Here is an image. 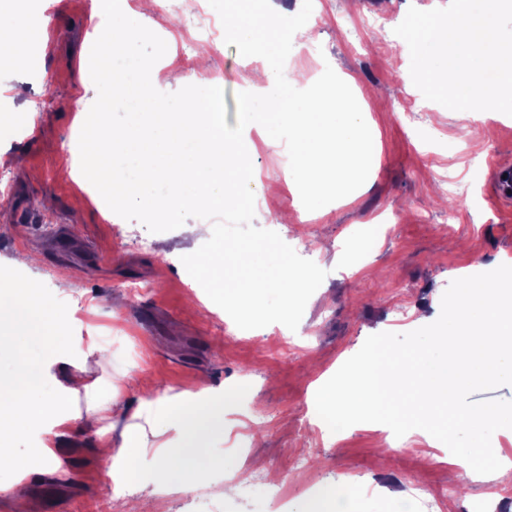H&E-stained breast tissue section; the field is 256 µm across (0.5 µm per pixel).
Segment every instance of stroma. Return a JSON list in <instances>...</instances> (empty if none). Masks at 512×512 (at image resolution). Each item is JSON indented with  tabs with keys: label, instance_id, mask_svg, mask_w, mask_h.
<instances>
[{
	"label": "stroma",
	"instance_id": "stroma-1",
	"mask_svg": "<svg viewBox=\"0 0 512 512\" xmlns=\"http://www.w3.org/2000/svg\"><path fill=\"white\" fill-rule=\"evenodd\" d=\"M138 20L167 44L158 61L157 90L173 93L201 77H217L224 89L226 122L237 124L248 58L224 40L192 38L184 25L195 0H129ZM448 0H318L310 38L293 59L310 74L329 62L350 76L374 138V169L353 198L326 206L308 224H293L300 202L288 176L286 147L255 146L251 183L255 226L276 230L293 224L302 249L327 276L309 299L292 337L294 350L267 345L275 325L243 330L218 306H204L201 290L179 261L198 240L184 228L149 233L125 220L84 181L65 150L78 135L75 99L97 98L83 59L103 30L91 16V0H0V36L19 18L51 16L48 30L29 31L25 68L0 74V180L9 194L0 205V284L33 280L53 294L61 321L53 338L25 341L0 355V370L17 358L47 364L58 345L78 354L88 337L108 346L112 358H88L84 367L101 379L102 396H116L112 431L120 443L142 398L162 393L197 394L227 387L237 394L224 415V434L213 440L211 459L251 454L252 471L236 494L172 485L156 489L153 447L177 440V427L155 417L149 448L129 465L130 499L152 498L156 512H318L321 495L336 486L333 512H425L416 487L447 488L445 512H471L478 501L512 512V486L492 467L459 483L451 453L425 431L382 436L371 423L331 432L310 411L314 387L331 378L374 333L404 334L434 322L451 281L512 264V208L499 200L491 175L512 169V116L477 114L460 122L428 101L408 71L409 49L393 30L409 7L431 10ZM380 17L384 30L364 27L351 45L337 25ZM20 252L38 255L37 267L8 266ZM67 270L71 288L54 295L55 275ZM48 365V364H47ZM92 434L62 438L58 456L66 478L0 469V512H13L25 497L30 512H112V458L97 452ZM283 488L286 502L274 500Z\"/></svg>",
	"mask_w": 512,
	"mask_h": 512
}]
</instances>
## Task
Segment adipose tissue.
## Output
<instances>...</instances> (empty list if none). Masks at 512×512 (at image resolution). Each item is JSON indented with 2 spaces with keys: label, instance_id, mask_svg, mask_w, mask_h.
<instances>
[{
  "label": "adipose tissue",
  "instance_id": "obj_1",
  "mask_svg": "<svg viewBox=\"0 0 512 512\" xmlns=\"http://www.w3.org/2000/svg\"><path fill=\"white\" fill-rule=\"evenodd\" d=\"M53 308V298L34 291L32 284H10L8 291L0 293V351L16 349L27 339L50 335L54 326ZM40 377V371L24 358L18 359L9 373H0V400H10L14 409L11 420H0V444L23 433L27 424L43 422L44 427L37 436L36 454L16 461L15 466L28 473L49 472L62 477L66 471L57 456L60 437L98 434L102 412L109 404L98 401L99 384L87 376L82 366H74L65 372L55 398L48 402L33 397ZM82 396L90 401L83 413L76 407ZM155 408L177 423L183 436L181 446H163L155 453L159 487H168L174 481L185 487L200 485L205 479L200 465L201 443L223 432V405L216 400L200 404L175 394L154 398L140 406L146 413ZM488 463L496 464L499 478L512 483V464L499 463L493 448H477L454 456V476L459 482H468L480 466Z\"/></svg>",
  "mask_w": 512,
  "mask_h": 512
}]
</instances>
